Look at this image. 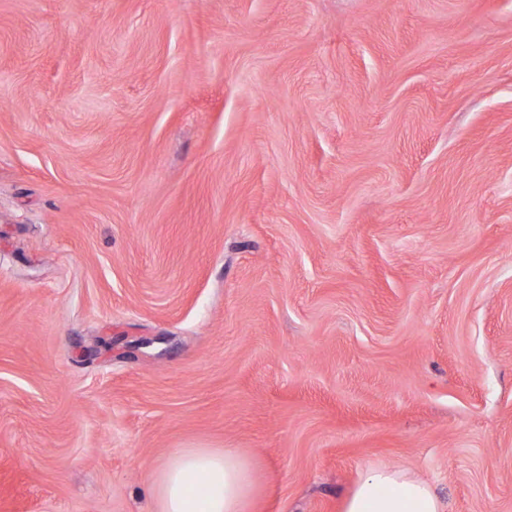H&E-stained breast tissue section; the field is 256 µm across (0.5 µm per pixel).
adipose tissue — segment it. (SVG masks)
Listing matches in <instances>:
<instances>
[{
  "mask_svg": "<svg viewBox=\"0 0 512 512\" xmlns=\"http://www.w3.org/2000/svg\"><path fill=\"white\" fill-rule=\"evenodd\" d=\"M260 494L251 462L235 448H183L155 471V512H253ZM342 512H443L431 486L405 468L376 467Z\"/></svg>",
  "mask_w": 512,
  "mask_h": 512,
  "instance_id": "1",
  "label": "adipose tissue"
}]
</instances>
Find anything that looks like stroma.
Instances as JSON below:
<instances>
[{"label": "stroma", "instance_id": "1", "mask_svg": "<svg viewBox=\"0 0 512 512\" xmlns=\"http://www.w3.org/2000/svg\"><path fill=\"white\" fill-rule=\"evenodd\" d=\"M182 448L512 512V0H0V512Z\"/></svg>", "mask_w": 512, "mask_h": 512}]
</instances>
